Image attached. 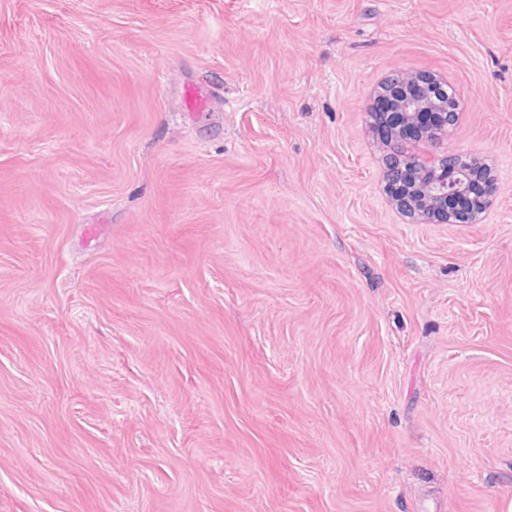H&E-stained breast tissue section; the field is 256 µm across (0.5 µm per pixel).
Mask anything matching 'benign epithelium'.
<instances>
[{"instance_id": "7a95c632", "label": "benign epithelium", "mask_w": 512, "mask_h": 512, "mask_svg": "<svg viewBox=\"0 0 512 512\" xmlns=\"http://www.w3.org/2000/svg\"><path fill=\"white\" fill-rule=\"evenodd\" d=\"M460 97L449 79L411 69L380 82L372 93L374 125L388 112L399 116V126L383 128L380 139L383 179L401 189L388 201L410 224H479L496 195L492 175L473 193L477 158L443 148L459 120Z\"/></svg>"}]
</instances>
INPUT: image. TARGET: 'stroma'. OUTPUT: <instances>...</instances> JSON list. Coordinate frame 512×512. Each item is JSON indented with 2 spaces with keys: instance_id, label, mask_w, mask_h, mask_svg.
Segmentation results:
<instances>
[{
  "instance_id": "1",
  "label": "stroma",
  "mask_w": 512,
  "mask_h": 512,
  "mask_svg": "<svg viewBox=\"0 0 512 512\" xmlns=\"http://www.w3.org/2000/svg\"><path fill=\"white\" fill-rule=\"evenodd\" d=\"M403 69L482 223L390 206ZM0 512H512V0H0Z\"/></svg>"
}]
</instances>
